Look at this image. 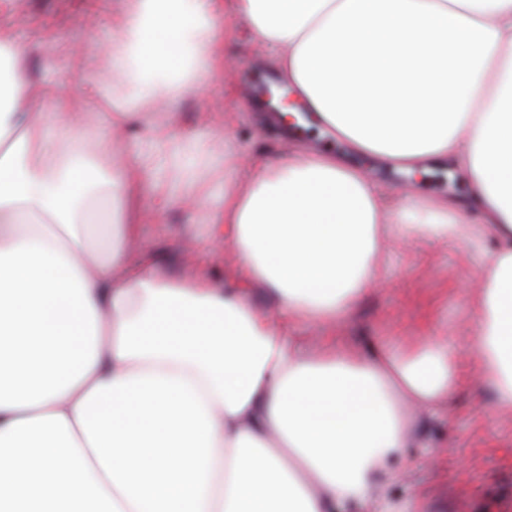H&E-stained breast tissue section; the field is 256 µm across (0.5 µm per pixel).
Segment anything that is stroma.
<instances>
[{"label": "stroma", "instance_id": "obj_1", "mask_svg": "<svg viewBox=\"0 0 512 512\" xmlns=\"http://www.w3.org/2000/svg\"><path fill=\"white\" fill-rule=\"evenodd\" d=\"M119 8L120 0H0V27L31 47L32 89L44 97L56 76L44 66L38 47L42 36L66 46L80 40L86 26L93 25L102 40H109L112 16ZM273 81L263 50L240 36L229 52L223 76L205 80L198 93L177 102L178 122L201 139L211 137L213 124L223 123L227 142L245 157L259 151H284V143L257 123L254 112L245 107L230 109L225 93L226 88H235L246 101L253 97L256 85ZM364 165L389 187L410 182L426 193H463L457 174L431 172L414 179L382 160L368 159ZM206 230V225L193 223L187 210L175 207L161 222L141 220L139 237L143 249L153 252L174 276L204 269L220 281L235 261L232 246L182 250ZM384 262L383 279L360 303L342 335L363 343L377 335L417 336L421 315L427 311L435 335L446 337L452 350L467 355V300L477 277L475 263L463 246L453 242L393 246ZM421 431L427 447L406 449L392 460L393 468L401 472L394 493L402 495L421 486L434 499L437 512H512V414L499 412L491 393L461 387L451 404L449 421L425 423Z\"/></svg>", "mask_w": 512, "mask_h": 512}]
</instances>
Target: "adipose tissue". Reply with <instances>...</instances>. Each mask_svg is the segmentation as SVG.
Segmentation results:
<instances>
[{"label": "adipose tissue", "mask_w": 512, "mask_h": 512, "mask_svg": "<svg viewBox=\"0 0 512 512\" xmlns=\"http://www.w3.org/2000/svg\"><path fill=\"white\" fill-rule=\"evenodd\" d=\"M114 38L78 45L92 105L111 103L93 57L113 55L122 129L168 106L113 173L68 83L31 93L27 47L0 29V512H432L395 497L391 459L421 447L464 380L447 340L332 336L384 275L386 244L462 242L472 382L512 411V0H124ZM223 28H216V18ZM299 99L297 123L346 143L241 161L180 131L171 106L224 70L239 29ZM63 127L60 145L46 119ZM457 170L460 197L384 187L360 158ZM204 246L233 245L223 281L134 261L135 207H191ZM112 203L109 228L95 203ZM263 287L276 310L251 299ZM322 332L317 346L297 324Z\"/></svg>", "instance_id": "1"}]
</instances>
